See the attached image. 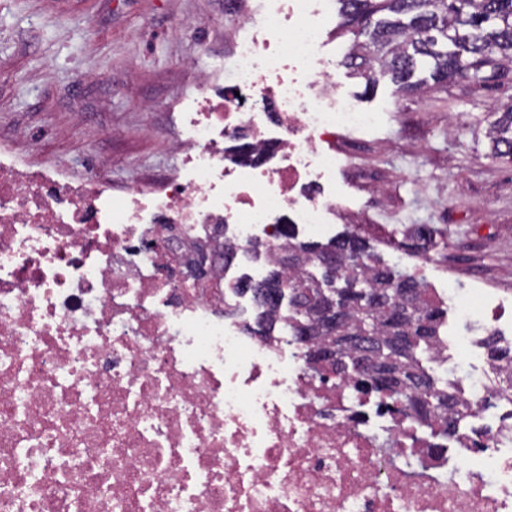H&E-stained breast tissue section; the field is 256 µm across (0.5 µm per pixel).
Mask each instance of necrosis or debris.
<instances>
[{"mask_svg": "<svg viewBox=\"0 0 512 512\" xmlns=\"http://www.w3.org/2000/svg\"><path fill=\"white\" fill-rule=\"evenodd\" d=\"M263 2L223 83L201 74L164 189L115 198L0 156V512H512V425L471 432L491 370L438 456L393 403L246 335L249 295L163 273L205 224L272 256L279 213L327 236L323 144L377 119L323 56L327 0ZM242 137L258 164L232 162Z\"/></svg>", "mask_w": 512, "mask_h": 512, "instance_id": "4bbe7bcc", "label": "necrosis or debris"}]
</instances>
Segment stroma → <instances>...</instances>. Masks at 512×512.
I'll return each instance as SVG.
<instances>
[{"mask_svg": "<svg viewBox=\"0 0 512 512\" xmlns=\"http://www.w3.org/2000/svg\"><path fill=\"white\" fill-rule=\"evenodd\" d=\"M262 0L231 12L226 0H0V152L20 169H58L80 180L96 165L121 193L160 186L177 173L174 142L183 103L199 71L230 57L228 31L259 16ZM338 8L325 26L336 81L366 111L368 130L345 131L333 148L337 233H354L429 287L492 288L512 308V162L492 157L489 112L512 101V82L480 85L462 77L405 92L340 66L349 40L337 37ZM423 224L437 246L410 257L404 228ZM486 331L479 317L449 313L448 370L482 372Z\"/></svg>", "mask_w": 512, "mask_h": 512, "instance_id": "stroma-1", "label": "stroma"}]
</instances>
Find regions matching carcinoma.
Returning <instances> with one entry per match:
<instances>
[{"instance_id":"obj_1","label":"carcinoma","mask_w":512,"mask_h":512,"mask_svg":"<svg viewBox=\"0 0 512 512\" xmlns=\"http://www.w3.org/2000/svg\"><path fill=\"white\" fill-rule=\"evenodd\" d=\"M340 18L336 35H351L341 65L365 80L372 90L380 79L390 78L406 91L421 88L412 81L419 69L429 72L435 84L454 76L485 82L512 75V0H338ZM491 153L512 161V106L496 113L486 129ZM259 159L245 140L236 146L235 160L252 165ZM283 252L268 261L261 280L240 276L228 283L230 291L243 294L249 288H267L278 294L294 288L302 297L296 304L278 301L255 304L252 322L244 325L251 336L267 337L283 327L293 336H312L326 347H336V361L321 363L302 352L315 370L352 381L361 389L364 377L353 366L368 356L393 377H371V392L413 411L420 427L439 428L441 436L457 432V388L448 382L444 361L434 357L443 343L442 327L447 309L433 302L425 281L388 264L368 243L354 234L325 242L302 241L288 228ZM437 246L434 231L413 224L404 233L401 248L420 255ZM336 255V268L324 259ZM336 307L340 321L330 331L318 330L319 307ZM348 331L364 342L339 345ZM406 341L400 350L395 341ZM486 360L503 371L501 390H512V342L490 334L482 341Z\"/></svg>"}]
</instances>
